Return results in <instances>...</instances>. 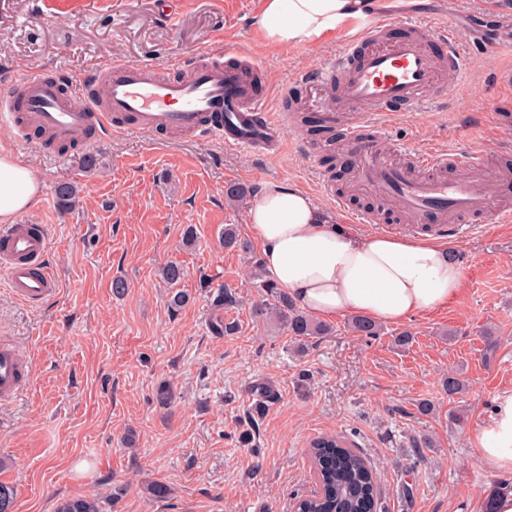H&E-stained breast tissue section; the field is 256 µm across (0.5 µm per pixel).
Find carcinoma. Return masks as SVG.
<instances>
[{
  "instance_id": "1",
  "label": "carcinoma",
  "mask_w": 512,
  "mask_h": 512,
  "mask_svg": "<svg viewBox=\"0 0 512 512\" xmlns=\"http://www.w3.org/2000/svg\"><path fill=\"white\" fill-rule=\"evenodd\" d=\"M78 190L71 182H62L56 187L58 207L67 211L76 203ZM224 248L250 252L232 224L224 226ZM255 269L256 288L262 301L255 305V312L287 329L291 338L300 344L310 339H321L333 334V326L318 322L300 310L288 294L264 278L260 273L262 262L252 261ZM163 280L170 286L169 304L177 310L187 302L186 295L178 289L185 278V269L177 261H170L161 269ZM239 305V298L229 289H219L211 294V306L216 314L210 319L209 328L213 336L231 335L235 325L224 322L220 311ZM349 329L366 338L381 334V327L374 321L360 316L353 317ZM256 397L254 414L249 416L255 422L266 405L277 400L274 388L267 382H259L251 387ZM310 455L314 461L319 490L303 499V504L311 512H378V496L375 477L370 464L358 451L349 447L343 436H321L310 444ZM56 512H102L98 498L90 495H77L59 502Z\"/></svg>"
}]
</instances>
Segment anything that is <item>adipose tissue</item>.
Returning <instances> with one entry per match:
<instances>
[{"label":"adipose tissue","mask_w":512,"mask_h":512,"mask_svg":"<svg viewBox=\"0 0 512 512\" xmlns=\"http://www.w3.org/2000/svg\"><path fill=\"white\" fill-rule=\"evenodd\" d=\"M369 0H264L256 20L263 40L294 49L344 21L364 15ZM39 182L23 161L0 148V222L35 200ZM262 247L267 279L305 312L323 318L361 315L398 323L453 301L464 278L446 245L395 236H363L336 226L307 191L271 184L248 210ZM481 461L512 475V394L498 405L492 427L477 437Z\"/></svg>","instance_id":"adipose-tissue-1"}]
</instances>
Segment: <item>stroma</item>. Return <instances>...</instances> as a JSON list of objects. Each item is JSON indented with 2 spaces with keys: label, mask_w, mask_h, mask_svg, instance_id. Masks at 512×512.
I'll list each match as a JSON object with an SVG mask.
<instances>
[{
  "label": "stroma",
  "mask_w": 512,
  "mask_h": 512,
  "mask_svg": "<svg viewBox=\"0 0 512 512\" xmlns=\"http://www.w3.org/2000/svg\"><path fill=\"white\" fill-rule=\"evenodd\" d=\"M487 0H382L397 18L388 38L403 37L399 16L457 27L468 40V66L446 73L439 104L394 113L390 143L406 148L486 153L512 167V126L494 128L492 115L512 101L497 70L512 68V46L480 42L470 13ZM262 0H0V93L19 76H84L119 61L165 69L203 51L242 52L261 70L260 90L276 105L282 87L337 54L352 34L343 25L311 44L283 51L266 46L254 19ZM288 126L274 157L203 139L155 140L125 131L98 141L87 172L86 153L66 156L27 141L0 121V143L40 179L36 202L16 216L43 225L57 293L38 306L13 297L0 270V340L27 359L29 387L0 400V483L14 493L13 512H55L65 498L94 494L104 512H293L299 498L318 491L308 456L311 441L336 434L360 451L377 476L380 512H480L493 490L512 477L483 465L475 436L491 425L498 400L512 393V223L485 224L450 246L464 286L447 306L383 326L367 339L333 319V335L297 347L286 329L256 317L258 295L248 255H260L247 225L249 202L225 196L231 184L258 191L281 182L309 192L337 224L364 236H407L398 215L389 225L353 221L332 199L304 147L312 136L304 116ZM79 187L72 210L56 205L58 183ZM233 224L249 253L226 249ZM193 242H185L186 229ZM183 264L179 310L159 270ZM123 278L124 296L112 293ZM243 298L225 312L232 335H211L212 289ZM495 348H488L486 331ZM413 341L402 348L396 334ZM461 379V394L442 390L446 375ZM267 380L278 399L256 423L250 388ZM174 390L161 408L160 383ZM431 411H423L422 403ZM251 431L252 446L239 436ZM170 486L168 498L147 486Z\"/></svg>",
  "instance_id": "1"
}]
</instances>
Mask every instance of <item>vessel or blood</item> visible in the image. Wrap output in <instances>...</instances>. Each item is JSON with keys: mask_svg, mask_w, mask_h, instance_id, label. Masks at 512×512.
Wrapping results in <instances>:
<instances>
[{"mask_svg": "<svg viewBox=\"0 0 512 512\" xmlns=\"http://www.w3.org/2000/svg\"><path fill=\"white\" fill-rule=\"evenodd\" d=\"M388 25V14L373 13L338 56L296 81L312 91L324 126L343 129L352 193H374L392 202L411 231L448 241L470 221L511 222V212L492 206L485 185L511 182L512 168L426 148L399 161L384 156L387 116L440 99L441 74L463 71L466 58L465 40L455 29L411 21V36L388 41L383 37ZM437 42L447 46L439 58L430 49ZM178 69L172 78L147 66L114 62L79 81L61 74L26 76L18 79V92L0 98V115L24 132L61 142L81 139L86 150L129 126L157 138L191 132L269 157L280 153L288 112L270 109L266 95L257 92L255 65L204 54ZM451 168L458 177H448ZM0 269L11 293L25 304H41L57 289L41 225L0 226ZM26 380L23 355L1 342L0 399L13 398Z\"/></svg>", "mask_w": 512, "mask_h": 512, "instance_id": "b4317fda", "label": "vessel or blood"}]
</instances>
